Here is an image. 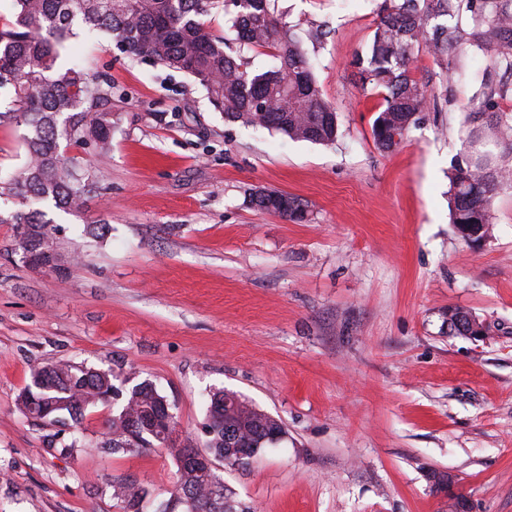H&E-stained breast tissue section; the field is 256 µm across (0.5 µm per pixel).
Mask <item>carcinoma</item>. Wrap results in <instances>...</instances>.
<instances>
[{
  "instance_id": "carcinoma-1",
  "label": "carcinoma",
  "mask_w": 512,
  "mask_h": 512,
  "mask_svg": "<svg viewBox=\"0 0 512 512\" xmlns=\"http://www.w3.org/2000/svg\"><path fill=\"white\" fill-rule=\"evenodd\" d=\"M268 0H13V18L0 26V89L13 91L18 108L8 117L29 129V161L12 182L2 186L28 202V209L0 213V224L15 225L16 241L30 245L33 261L42 250H57V229L43 206L79 213L97 194L98 183L81 172L79 158L65 156L71 145H92L105 153L112 144V112L105 105L112 91L95 81L87 68L72 64L58 71L61 50L80 26L103 32L131 57L191 76L214 108L229 122L264 128L291 140L333 144L339 138L336 109L324 98L303 41L274 17ZM231 16L236 40L253 48H272L278 64L251 71L244 58L228 49L204 17L215 8ZM424 45L440 62L464 48L485 59L477 73L480 88L462 108L464 154L449 179L451 223L459 234L469 224L491 233L498 191L512 186V0H384L382 14L361 64L360 80L380 90L383 101L372 124L382 150L402 142L420 116L434 104L427 85L411 71L414 51ZM301 101L285 109L282 95ZM279 191L255 190L253 209L277 213L293 222L308 217L294 197L281 204ZM110 370L56 363L35 369L18 395L26 417L52 427L75 428L82 413L112 401L101 448L131 453L164 447L175 428L167 400L149 382L118 383ZM226 391L212 393L205 424L204 453L237 467L250 453L261 452L263 438L280 422L245 400L228 409ZM114 496L123 512H143L150 492L129 481H116ZM173 499L179 512H250L236 501L219 473L186 471L177 466Z\"/></svg>"
}]
</instances>
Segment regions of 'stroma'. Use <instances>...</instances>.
Returning a JSON list of instances; mask_svg holds the SVG:
<instances>
[{
	"instance_id": "1",
	"label": "stroma",
	"mask_w": 512,
	"mask_h": 512,
	"mask_svg": "<svg viewBox=\"0 0 512 512\" xmlns=\"http://www.w3.org/2000/svg\"><path fill=\"white\" fill-rule=\"evenodd\" d=\"M381 3L271 0L297 35L328 31L305 49L338 112L332 145L228 122L192 78L107 36L68 42L61 64L112 86V151L66 150L100 190L80 213L49 209L60 270L25 263L0 224V512H121V479L151 489L152 512L175 488L166 449H102L112 405L86 410L77 444L18 410L32 368L59 361L153 383L199 442L216 389L279 418V443L219 469L251 512H449L454 496L512 512V187L491 237L464 241L448 173L479 81L463 56L443 68L416 51L437 106L394 149L375 145L382 95L357 61ZM27 133L0 122V181L25 166ZM258 189L297 198L307 221L254 211ZM99 221L103 240L85 232ZM453 308L485 336L451 331Z\"/></svg>"
}]
</instances>
